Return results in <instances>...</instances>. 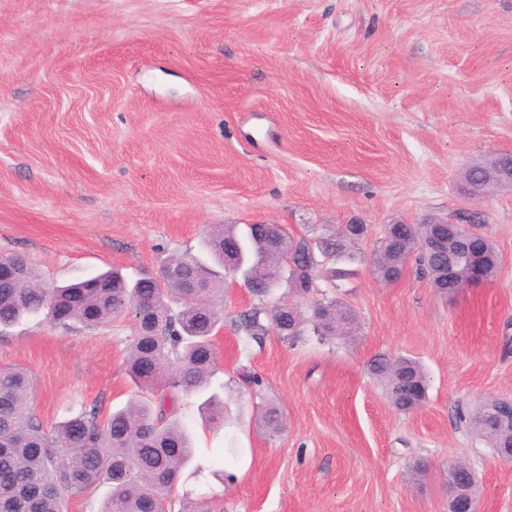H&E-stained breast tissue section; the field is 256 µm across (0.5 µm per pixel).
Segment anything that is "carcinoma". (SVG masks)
I'll use <instances>...</instances> for the list:
<instances>
[{"mask_svg": "<svg viewBox=\"0 0 512 512\" xmlns=\"http://www.w3.org/2000/svg\"><path fill=\"white\" fill-rule=\"evenodd\" d=\"M511 169L512 154L492 155L462 172L460 190L479 203L512 186L503 178ZM429 230L428 224H412L391 238L383 236L372 262L375 278L383 284L397 282L412 258L417 272L442 294L461 293L466 285L452 275L450 253L421 250ZM366 231L364 224L341 228L324 224L314 237L281 234L272 240L241 231L235 224H219L204 245L222 264L224 239L239 242L241 253L232 275L247 276L258 298L272 295L284 280L296 296L305 297L318 267L355 259L354 244ZM276 244L288 251V265L271 261L263 280L250 276L254 263ZM461 264L481 267L490 280L497 273L500 255L486 238ZM0 273L8 275L0 283V326L43 314L57 325L98 330L133 314L136 335L127 372L141 390L151 393L160 385L166 391L156 402L143 396L104 421L94 407L72 413L47 434L35 413L30 374L20 367L0 366V512H68L66 494L90 492L102 483L110 491L98 512H158L193 456L175 400L209 389L218 366L213 336L220 322L217 301L224 297V281L189 255L169 259L159 279L143 278L132 287L119 272L107 271L88 281L48 288L38 268L20 254L0 256ZM271 327L282 341L294 345L309 334L322 341L347 340L360 325L356 312L338 300H318L306 308L290 304L277 313L256 307L243 314L238 325L258 344ZM369 371L397 411L410 412L427 398V373L414 358L378 355L370 361ZM507 402L489 398L471 419L487 426L480 437L493 449L512 441V433L497 430L493 423L494 409ZM201 410L209 423L224 422L226 408L216 395L208 396ZM260 421L270 432L280 431V408L264 405Z\"/></svg>", "mask_w": 512, "mask_h": 512, "instance_id": "1", "label": "carcinoma"}]
</instances>
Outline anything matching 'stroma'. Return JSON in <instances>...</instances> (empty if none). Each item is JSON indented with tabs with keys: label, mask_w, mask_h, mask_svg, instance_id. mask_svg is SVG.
Listing matches in <instances>:
<instances>
[{
	"label": "stroma",
	"mask_w": 512,
	"mask_h": 512,
	"mask_svg": "<svg viewBox=\"0 0 512 512\" xmlns=\"http://www.w3.org/2000/svg\"><path fill=\"white\" fill-rule=\"evenodd\" d=\"M495 153H512V0H0V255L47 285L157 276L205 258L216 224L368 227L360 261L309 293L356 311L353 341H250L239 315L272 302L228 282L211 391L231 419L180 398L193 459L169 512H448L459 460L478 512H512V463L470 425L487 397L512 399V190L481 205L491 281L450 300L414 264L391 285L371 271L384 224L468 208L457 174ZM134 329L27 317L0 329V365L30 372L45 431L72 409L104 419L138 394ZM379 354L425 366L422 407L387 403ZM269 402L277 434L256 423Z\"/></svg>",
	"instance_id": "obj_1"
}]
</instances>
